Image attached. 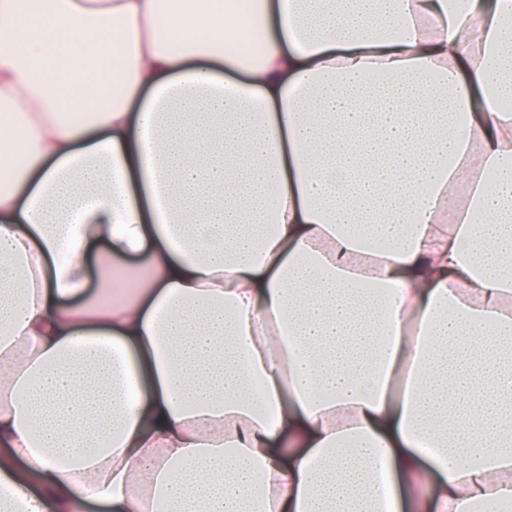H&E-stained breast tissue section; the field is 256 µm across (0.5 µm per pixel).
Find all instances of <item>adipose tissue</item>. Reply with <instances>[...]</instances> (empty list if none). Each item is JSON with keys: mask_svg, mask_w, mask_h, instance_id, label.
Masks as SVG:
<instances>
[{"mask_svg": "<svg viewBox=\"0 0 512 512\" xmlns=\"http://www.w3.org/2000/svg\"><path fill=\"white\" fill-rule=\"evenodd\" d=\"M508 97L512 0H0V512L512 503Z\"/></svg>", "mask_w": 512, "mask_h": 512, "instance_id": "1", "label": "adipose tissue"}]
</instances>
